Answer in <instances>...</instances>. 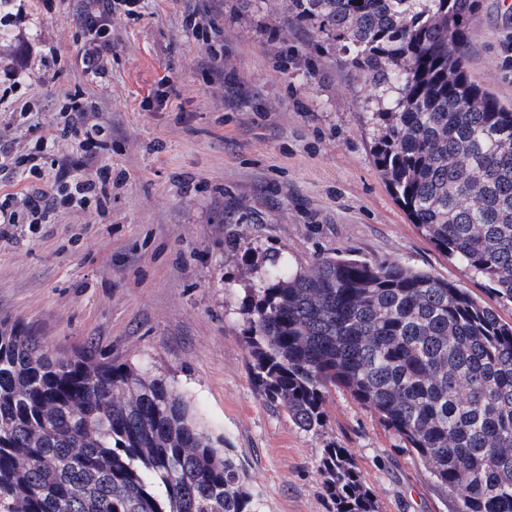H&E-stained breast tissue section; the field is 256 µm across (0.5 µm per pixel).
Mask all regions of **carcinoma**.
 Segmentation results:
<instances>
[{"label": "carcinoma", "instance_id": "carcinoma-1", "mask_svg": "<svg viewBox=\"0 0 512 512\" xmlns=\"http://www.w3.org/2000/svg\"><path fill=\"white\" fill-rule=\"evenodd\" d=\"M480 0H288V22L369 83L379 175L422 237L512 302V103L468 71ZM245 310L252 380L304 432L330 389L378 414L452 512H512V322L396 262L274 264ZM334 512H378L343 448ZM246 469L188 398L89 347L0 324V512H259Z\"/></svg>", "mask_w": 512, "mask_h": 512}]
</instances>
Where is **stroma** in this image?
Here are the masks:
<instances>
[{"instance_id": "obj_1", "label": "stroma", "mask_w": 512, "mask_h": 512, "mask_svg": "<svg viewBox=\"0 0 512 512\" xmlns=\"http://www.w3.org/2000/svg\"><path fill=\"white\" fill-rule=\"evenodd\" d=\"M103 8L0 0V142L30 153L80 88L98 105L89 119L106 129L112 169L106 215L8 227L0 322L164 377L223 435L261 512H333L318 470L331 445L354 458L380 512H448L424 467L347 391L333 390L326 425L304 432L252 381L243 307L276 255L293 273L341 252L425 269L512 321V303L424 240L382 182L361 79L289 23L288 0H137L113 5L105 74L90 81L84 20ZM511 42L512 0H481L469 72L512 103Z\"/></svg>"}]
</instances>
